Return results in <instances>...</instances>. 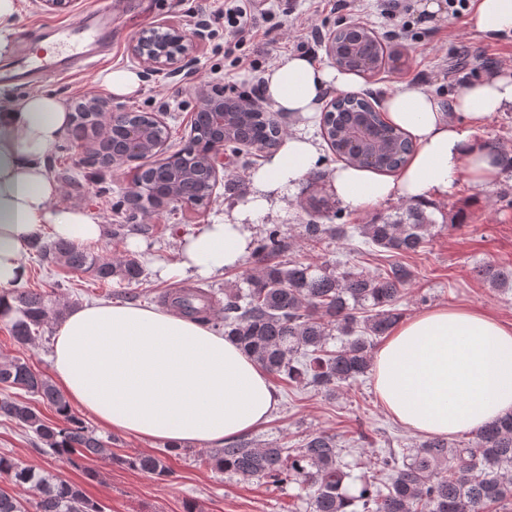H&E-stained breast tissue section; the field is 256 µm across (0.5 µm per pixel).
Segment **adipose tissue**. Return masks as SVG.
Here are the masks:
<instances>
[{"instance_id": "obj_1", "label": "adipose tissue", "mask_w": 512, "mask_h": 512, "mask_svg": "<svg viewBox=\"0 0 512 512\" xmlns=\"http://www.w3.org/2000/svg\"><path fill=\"white\" fill-rule=\"evenodd\" d=\"M469 25L489 39L512 36V0H472ZM346 73L294 55L269 67L260 93L299 120L318 112L328 90L345 91ZM381 107L415 150L397 175L336 167L327 187L342 206L447 196L459 175L487 186L501 152L477 140V126L512 110V74L466 83L448 103L404 83ZM62 97L15 101L0 87V288L23 284L31 242L43 234L78 242L104 234L91 212L57 204L46 159L67 127ZM320 166L303 134L288 135L250 176V188L223 216L178 242L167 279L209 277L240 265L260 217L285 207L287 189ZM55 381L71 405L107 430L179 450L234 441L266 425L279 400L266 372L222 334L183 315L132 302H98L67 312L52 343ZM375 392L394 420L425 436L451 437L512 413V327L463 307L437 306L401 322L373 355Z\"/></svg>"}]
</instances>
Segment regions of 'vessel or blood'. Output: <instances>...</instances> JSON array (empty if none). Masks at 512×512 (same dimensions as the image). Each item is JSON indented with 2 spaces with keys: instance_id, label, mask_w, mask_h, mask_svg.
I'll use <instances>...</instances> for the list:
<instances>
[{
  "instance_id": "1",
  "label": "vessel or blood",
  "mask_w": 512,
  "mask_h": 512,
  "mask_svg": "<svg viewBox=\"0 0 512 512\" xmlns=\"http://www.w3.org/2000/svg\"><path fill=\"white\" fill-rule=\"evenodd\" d=\"M51 33L58 46L56 53L22 50L14 66L0 72V81L25 84L41 76H60L67 68L78 70L93 64L95 57L112 45V14L103 0H95L78 22L52 28Z\"/></svg>"
}]
</instances>
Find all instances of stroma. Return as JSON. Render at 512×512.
<instances>
[{"label":"stroma","instance_id":"stroma-1","mask_svg":"<svg viewBox=\"0 0 512 512\" xmlns=\"http://www.w3.org/2000/svg\"><path fill=\"white\" fill-rule=\"evenodd\" d=\"M422 0H411L409 15L388 17L382 14L381 0H361L358 10L322 5L320 0H264L265 15L259 18L261 36L242 49L252 60L249 69H235L224 55V22L210 19L205 39L194 42L189 70L193 84L182 77L165 74L144 80L138 97L121 101L127 112L161 114L169 130L168 151L184 146L191 133L193 115L199 105L197 88L215 83L232 84L248 91L260 84L268 67L304 52L322 63H329L324 42L307 39L301 22L316 25L322 34L350 25H360L380 36L385 50L401 55V69L382 67L356 78L357 93L374 96L392 90L401 83H414L440 101H448L463 85L473 79L512 69V38L490 41L468 24L467 12L453 13L444 9L433 18L420 9ZM90 0H72L68 9L45 11L34 0H23L16 36L42 38L49 26L75 22ZM213 9L212 0H116L118 30L112 41V53L99 63V68H130L132 41L145 28L165 23L186 33H194L189 8ZM407 27L405 38L393 40L387 30ZM97 71L58 77L39 82L38 87L71 100L95 98L110 101V94L99 84ZM285 133L307 130L318 149L321 167L315 178L304 180L288 198L285 212L270 214L253 226L254 238H261L267 227L278 225L288 238L290 247L285 259L299 260L318 267L336 266L346 270L375 271L386 259L360 250L357 241L309 242L303 226L310 221L320 224H365L375 214H391L402 208V201H389L378 208L351 210L330 195L326 183L329 174L341 160L323 139L319 126L301 127L288 115H281ZM95 140L76 147L67 138L49 150L47 169L59 184L58 204L94 212L102 221L105 233L89 243L92 253L108 260L128 255V237L110 233L115 224L126 223L125 200L133 181L137 162L102 166L93 159ZM264 155L252 151L240 155L224 167L211 200L203 205H170L138 213L137 221L150 225L152 232L143 238L137 256L145 268L142 282L128 284L119 280L100 282L87 274L60 265L29 259L26 287L55 289L61 307L101 301H129L157 309L163 308L165 295L181 284L198 285L223 299L225 290L239 284L244 270L255 269L254 255H247L241 267L207 278L188 276L159 279L156 264L175 263L178 242L186 235L200 231L224 212L233 198L246 193L250 175ZM425 209L436 226L432 237L419 252L405 257L413 276L397 302L402 318L439 305L463 306L489 313L512 325V284L494 286L476 277L475 267L496 263L512 267V170L502 171L490 186L474 184L460 175L446 197L426 202ZM467 215L466 225L454 229L458 212ZM56 322L44 326L35 344L21 347L11 337L6 324L0 322V360L14 358L27 362L43 375H51L50 340ZM279 405L271 421L262 429L248 434L252 445L271 442L289 448L299 447L310 434L334 435L347 461L363 463L369 456L394 448H412L420 441L394 421L381 406L373 389L371 376L342 385L335 395L327 396L310 388L278 387ZM368 434L372 442L362 445L360 434ZM0 453L70 482L83 484L92 499L100 501L106 512H185L186 502H194L198 512H309L308 496L300 485H272L246 480L204 464L206 449L187 448L170 452L166 463L168 477L154 479L139 471L93 459L87 466L95 470L97 479H86L83 471L45 454L31 433L13 422L0 418Z\"/></svg>","mask_w":512,"mask_h":512}]
</instances>
